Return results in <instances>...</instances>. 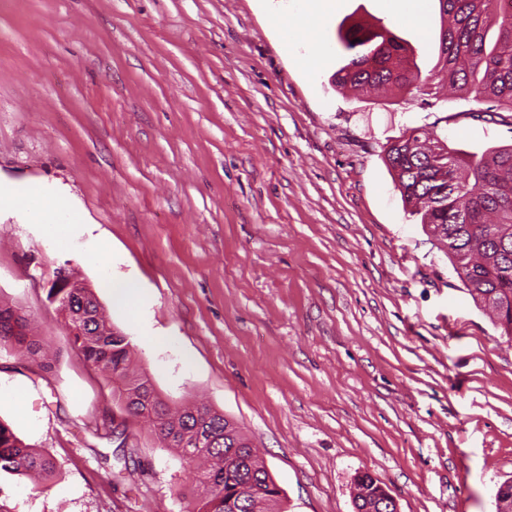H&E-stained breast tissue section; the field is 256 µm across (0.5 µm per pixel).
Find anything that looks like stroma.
<instances>
[{"mask_svg": "<svg viewBox=\"0 0 512 512\" xmlns=\"http://www.w3.org/2000/svg\"><path fill=\"white\" fill-rule=\"evenodd\" d=\"M291 0H0V190L82 215L0 208V301L39 361L0 351V422L49 452V487L0 474L8 512H191L196 469L161 448L73 348L47 299L70 263L167 400L224 412L287 512H355L354 478L399 512H496L512 478V344L476 307L384 164L411 128L480 152L512 112L449 90L437 0H338L297 29ZM277 13L279 25L268 22ZM413 50L424 90L337 87L340 24ZM302 32L324 65L285 43ZM136 280L140 319L103 279ZM146 470L129 481L125 461ZM6 204L35 218L41 224L54 226L61 224L62 217L67 216L68 222L80 220L79 214L60 198H47L40 194H15L4 198Z\"/></svg>", "mask_w": 512, "mask_h": 512, "instance_id": "obj_1", "label": "stroma"}]
</instances>
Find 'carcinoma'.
<instances>
[{"mask_svg":"<svg viewBox=\"0 0 512 512\" xmlns=\"http://www.w3.org/2000/svg\"><path fill=\"white\" fill-rule=\"evenodd\" d=\"M439 60L448 84L475 100H491L512 112V0H438ZM343 51L336 85L371 88L419 87L412 49L361 26L337 31ZM439 134L413 130L391 143L384 162L395 188L413 214L441 243L474 303L494 312L500 337L512 342V145L482 153L443 144L448 169L433 164ZM48 299L65 319L75 350L107 372L115 398L146 421L162 447L207 466L197 476L203 497L190 512H282L281 490L264 461L236 425L207 405L170 404L146 377L129 371L130 343L113 333L100 304L86 286L51 288ZM29 317L0 303V349L17 348L33 359L39 343L28 335ZM0 471L35 475L44 483L60 477L49 453L26 445L0 422ZM359 480L370 500L389 491L368 473Z\"/></svg>","mask_w":512,"mask_h":512,"instance_id":"obj_1","label":"carcinoma"}]
</instances>
